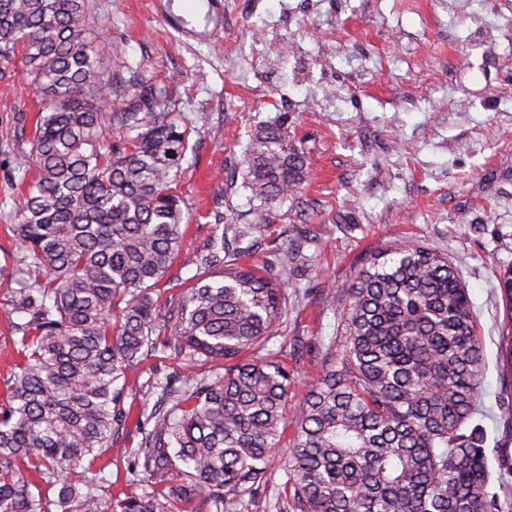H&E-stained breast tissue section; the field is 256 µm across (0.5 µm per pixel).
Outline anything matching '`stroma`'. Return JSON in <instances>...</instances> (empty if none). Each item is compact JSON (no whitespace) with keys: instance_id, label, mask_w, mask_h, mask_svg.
Wrapping results in <instances>:
<instances>
[{"instance_id":"stroma-1","label":"stroma","mask_w":512,"mask_h":512,"mask_svg":"<svg viewBox=\"0 0 512 512\" xmlns=\"http://www.w3.org/2000/svg\"><path fill=\"white\" fill-rule=\"evenodd\" d=\"M111 55L105 94L164 91L193 131L176 188L190 221L170 276L197 271L224 195L225 224L258 206L238 161L254 131L282 122L310 176L301 203L269 204L242 246L256 264L286 254L297 225L311 239L289 269L288 315L273 349L296 375L299 403L342 333L340 293L361 256L395 241L437 248L459 267L487 355L479 423L512 417V382L496 353L505 309L496 290L512 264V0H218L208 27L182 33L169 0H89ZM37 98L20 65L0 78V260L19 257L10 230L34 176L29 134L13 115Z\"/></svg>"}]
</instances>
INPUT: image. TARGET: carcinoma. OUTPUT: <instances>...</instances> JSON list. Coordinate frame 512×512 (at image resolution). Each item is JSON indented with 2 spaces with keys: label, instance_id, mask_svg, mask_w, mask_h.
<instances>
[{
  "label": "carcinoma",
  "instance_id": "obj_1",
  "mask_svg": "<svg viewBox=\"0 0 512 512\" xmlns=\"http://www.w3.org/2000/svg\"><path fill=\"white\" fill-rule=\"evenodd\" d=\"M88 0H0V60L20 59L40 99L30 155L37 177L12 231L24 256L8 269L19 361L0 400V512H267L281 464L292 512H512L494 491L478 415L485 357L474 304L440 251L403 243L366 255L342 291L343 335L287 419L294 375L266 348L288 311V260L259 267L233 247L267 213L214 234L198 272L152 297L187 223L173 188L190 127L150 96L154 119L109 109ZM139 128L102 153L103 130ZM240 167L265 202L300 192L304 152L280 123L255 132ZM508 313L498 343L512 380V265L499 270ZM180 363L157 380L169 409L141 407L133 457L151 491L104 498L95 452L131 415L128 377L156 352ZM78 478H69L76 470ZM55 489L50 500L45 489ZM286 448H279V458L272 463V475L271 481L267 486L266 495L270 501L269 512H279V508H282V500H280L281 484L284 482L283 472L279 469L280 461L285 456ZM280 503V507H279Z\"/></svg>",
  "mask_w": 512,
  "mask_h": 512
}]
</instances>
